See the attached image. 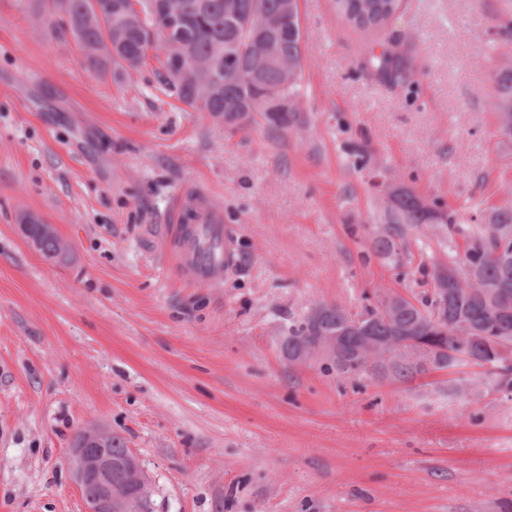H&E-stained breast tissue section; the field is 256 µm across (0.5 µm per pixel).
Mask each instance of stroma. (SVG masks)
I'll return each instance as SVG.
<instances>
[{
	"label": "stroma",
	"instance_id": "1",
	"mask_svg": "<svg viewBox=\"0 0 512 512\" xmlns=\"http://www.w3.org/2000/svg\"><path fill=\"white\" fill-rule=\"evenodd\" d=\"M499 0H401L380 35L299 0L300 121L230 130L83 62L65 16L0 0V512H83L78 429L123 438L153 512H512V395L480 367L346 378L280 352L314 303L418 297L376 256L370 181L463 222L411 235L444 261L470 219L512 195V140L489 108ZM393 76L367 63L374 40ZM219 199L235 264L206 286L168 240L177 192ZM69 258L43 257L22 212Z\"/></svg>",
	"mask_w": 512,
	"mask_h": 512
}]
</instances>
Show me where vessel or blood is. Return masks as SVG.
<instances>
[{
	"label": "vessel or blood",
	"mask_w": 512,
	"mask_h": 512,
	"mask_svg": "<svg viewBox=\"0 0 512 512\" xmlns=\"http://www.w3.org/2000/svg\"><path fill=\"white\" fill-rule=\"evenodd\" d=\"M171 244L191 238L192 247L179 251L178 270L193 279L209 283L231 266V242L224 231V210L201 191L177 193L171 207Z\"/></svg>",
	"instance_id": "vessel-or-blood-1"
}]
</instances>
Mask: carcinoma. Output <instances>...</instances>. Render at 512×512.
<instances>
[{
  "instance_id": "carcinoma-1",
  "label": "carcinoma",
  "mask_w": 512,
  "mask_h": 512,
  "mask_svg": "<svg viewBox=\"0 0 512 512\" xmlns=\"http://www.w3.org/2000/svg\"><path fill=\"white\" fill-rule=\"evenodd\" d=\"M337 14L352 28L380 32L399 0H334ZM44 8L68 18L85 65L119 82L151 56L158 63L164 90L195 112L241 129L262 119L269 132L294 127L299 112L303 37L298 0H45ZM500 33H512V0H501L496 15ZM231 60L233 71L224 74ZM394 51L381 45L369 62L379 73L392 75ZM191 66L186 81L174 79L180 64ZM490 101L498 130L512 140V49L501 51L494 66ZM371 237L372 250L400 268L414 256L409 236L436 221L448 232L458 214L438 201H427L408 189L386 192ZM29 235L50 260L63 261L68 252L57 235H43L33 225ZM512 249V201L483 213L481 223L466 236L464 249L448 262H420L430 291L420 299L394 295L366 305L353 315L342 304H321V314L307 315L288 326L281 343L291 362L305 345L324 344L355 317L366 331L357 343L371 362L327 359L342 377H373L383 373L402 380L434 370L489 363L485 376L496 388L512 393V264L502 262L501 249Z\"/></svg>"
}]
</instances>
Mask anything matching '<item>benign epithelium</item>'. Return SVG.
<instances>
[{"label":"benign epithelium","instance_id":"7a95c632","mask_svg":"<svg viewBox=\"0 0 512 512\" xmlns=\"http://www.w3.org/2000/svg\"><path fill=\"white\" fill-rule=\"evenodd\" d=\"M360 328V321L353 322L343 335L333 337L322 346L320 353L336 355L343 348L344 337L359 332ZM83 434L84 439L69 449L68 459L82 494L84 512H143L133 507V497L122 491L113 478L115 473H120L124 481L138 488V496L146 497L147 484L134 454L115 460L111 449L105 445L107 433L85 429Z\"/></svg>","mask_w":512,"mask_h":512}]
</instances>
